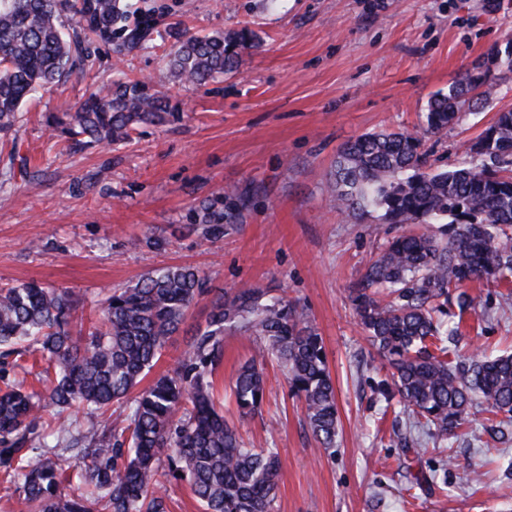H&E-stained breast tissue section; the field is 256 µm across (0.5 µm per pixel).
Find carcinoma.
<instances>
[{
  "label": "carcinoma",
  "instance_id": "obj_1",
  "mask_svg": "<svg viewBox=\"0 0 512 512\" xmlns=\"http://www.w3.org/2000/svg\"><path fill=\"white\" fill-rule=\"evenodd\" d=\"M129 13L124 0H0V134L12 144L8 179L32 176L10 138L23 106L86 69L85 33L117 41L119 53L151 41L152 15L131 28L124 25ZM172 37L170 75L195 86L233 72L239 50L258 44L248 28ZM488 61L512 72V37L492 47ZM493 93L486 73H469L431 98L422 132L363 134L339 150L330 174L336 203L348 211L376 209L399 227L441 225L437 234L394 236L350 299L390 369L380 393L442 439L464 425L475 403L512 421V355L453 363L448 341L458 329L441 319L451 304L461 312L472 307L459 291L468 282L512 288V111L498 113L459 166L433 170L425 149L427 136L459 123ZM171 115L166 92L119 78L105 96L72 112H51L46 123L73 147H110ZM190 226L206 240L223 237L224 194L200 201ZM207 293L198 268H160L109 290L100 301V325L85 334L78 327L80 299L71 291L33 281L0 288V472L26 512H169L163 477L186 483L201 512H274L279 449L245 447L215 400L229 332L261 342L260 358L242 365L232 384L238 411L261 408L265 364L275 362L304 401L322 450L334 447L336 390L323 339L297 305L259 286L212 300L173 366L129 398ZM30 360L41 363L43 391L26 390L18 378L29 373ZM115 404L126 407V416L114 428ZM69 409L87 410L102 425L71 421L50 444L52 416Z\"/></svg>",
  "mask_w": 512,
  "mask_h": 512
}]
</instances>
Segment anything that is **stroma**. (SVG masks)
<instances>
[{
	"label": "stroma",
	"instance_id": "35a3bbf8",
	"mask_svg": "<svg viewBox=\"0 0 512 512\" xmlns=\"http://www.w3.org/2000/svg\"><path fill=\"white\" fill-rule=\"evenodd\" d=\"M155 8L149 48L117 56L90 47L94 65L25 104L16 126L35 176L0 187V286L35 281L82 300L85 325L107 288L135 284L156 269L191 265L209 288L192 309L204 321L213 295L261 285L297 303L322 336L336 388L337 435L324 453L281 369L267 365L260 411L240 417L226 395L256 339H224L214 381L224 415L246 443L279 449L276 512H512V443L471 408L463 435L405 445L404 416L378 394L388 371L362 329L349 289L400 229L379 211L350 213L328 189L340 147L363 134L419 129L431 97L447 91L512 34V0H131ZM192 34L243 27L258 47L237 71L203 86L170 85L174 118L143 126L112 148L67 149L44 119L105 89L115 70L166 81L170 27ZM493 97L476 114L429 137L434 166L461 161L495 115L512 109V73L492 71ZM232 189L224 235L205 240L187 214ZM474 305L448 316L460 341L451 360L512 352V300L474 281ZM434 485L410 481L417 471Z\"/></svg>",
	"mask_w": 512,
	"mask_h": 512
}]
</instances>
